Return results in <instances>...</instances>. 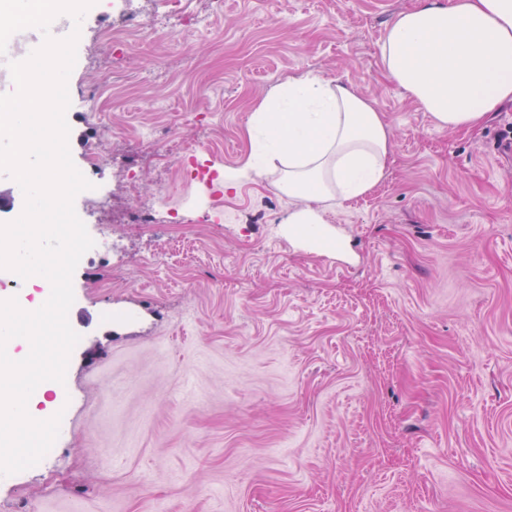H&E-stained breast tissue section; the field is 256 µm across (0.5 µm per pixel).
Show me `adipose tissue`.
Returning a JSON list of instances; mask_svg holds the SVG:
<instances>
[{
  "label": "adipose tissue",
  "mask_w": 512,
  "mask_h": 512,
  "mask_svg": "<svg viewBox=\"0 0 512 512\" xmlns=\"http://www.w3.org/2000/svg\"><path fill=\"white\" fill-rule=\"evenodd\" d=\"M386 75L440 128L471 129L512 104V0H422L399 13L380 44ZM244 179L283 172L296 206L289 225L315 233L325 204L370 191L382 178L389 131L371 100L341 80L316 74L273 87L254 110Z\"/></svg>",
  "instance_id": "ef3b65f1"
}]
</instances>
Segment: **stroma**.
Returning <instances> with one entry per match:
<instances>
[{
	"instance_id": "1",
	"label": "stroma",
	"mask_w": 512,
	"mask_h": 512,
	"mask_svg": "<svg viewBox=\"0 0 512 512\" xmlns=\"http://www.w3.org/2000/svg\"><path fill=\"white\" fill-rule=\"evenodd\" d=\"M157 0H96L67 82L69 149L107 139L98 207L68 313L81 339L65 388L57 470L0 476L27 512H512V106L471 130L436 127L384 73L379 46L419 0H224L207 33L130 36L124 72L97 78L87 44ZM341 79L388 126L381 181L334 201L340 252L290 236L279 174L212 196L143 174L165 206L222 219L124 225L138 198L113 171L149 129L237 167L252 112L307 73ZM106 110L80 102L95 82ZM126 275L113 281L112 268Z\"/></svg>"
}]
</instances>
